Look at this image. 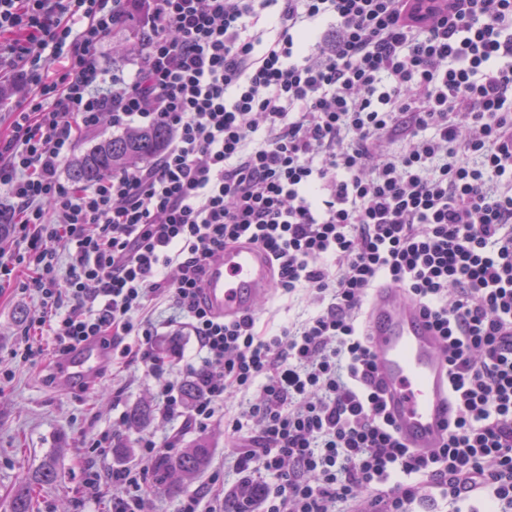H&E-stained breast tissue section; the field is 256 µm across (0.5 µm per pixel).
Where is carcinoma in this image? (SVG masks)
<instances>
[{
	"mask_svg": "<svg viewBox=\"0 0 512 512\" xmlns=\"http://www.w3.org/2000/svg\"><path fill=\"white\" fill-rule=\"evenodd\" d=\"M169 139L163 126L133 128L92 146L69 165L75 183H93L105 175L157 157ZM211 447L202 437L176 454L162 452L150 464L153 484L168 495L181 493L204 468ZM62 478L58 460L50 456L42 463L33 481L23 484L13 495L10 512H33L32 483L55 484Z\"/></svg>",
	"mask_w": 512,
	"mask_h": 512,
	"instance_id": "carcinoma-1",
	"label": "carcinoma"
}]
</instances>
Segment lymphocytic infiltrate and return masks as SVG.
<instances>
[{"label":"lymphocytic infiltrate","instance_id":"lymphocytic-infiltrate-1","mask_svg":"<svg viewBox=\"0 0 512 512\" xmlns=\"http://www.w3.org/2000/svg\"><path fill=\"white\" fill-rule=\"evenodd\" d=\"M138 30L132 69L104 68ZM0 285L39 312L0 364L94 340L158 383L159 416L224 422L243 512H512V0H0ZM167 126L153 162L61 179L78 133ZM261 247L273 290L318 310L260 329L203 298L206 263ZM400 287L440 336L454 418L439 448L393 431L364 319ZM168 302L197 358L185 402L156 356ZM250 399L238 415L227 402ZM136 460L87 468L111 512H156L155 435ZM226 477L168 512H225ZM131 30V28L115 30L104 39L100 51L102 64L106 68L122 66L130 69L132 67L129 52L125 50L127 45L133 42L134 34Z\"/></svg>","mask_w":512,"mask_h":512}]
</instances>
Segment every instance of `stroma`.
<instances>
[{
  "mask_svg": "<svg viewBox=\"0 0 512 512\" xmlns=\"http://www.w3.org/2000/svg\"><path fill=\"white\" fill-rule=\"evenodd\" d=\"M261 307V323L272 330L315 312L314 305L302 294L289 298L272 294ZM37 308L36 300L15 287L0 289V360L9 361L17 334ZM53 363L51 352H44L35 361L16 366L13 381L0 388V512H9L15 491L53 454L59 457L64 478L34 490L33 512H108L111 489H104L95 502L82 497L78 490L86 466L112 465L111 457L93 450L91 437L108 427L119 413H130L143 404L154 405L156 382L139 368L117 376L107 369L99 382V393L94 396L86 388L61 387L54 376ZM144 426L160 439H175L180 449L198 437L208 438L212 446L211 467L224 463L223 421H215L202 431L179 433L174 424L152 415Z\"/></svg>",
  "mask_w": 512,
  "mask_h": 512,
  "instance_id": "35a3bbf8",
  "label": "stroma"
}]
</instances>
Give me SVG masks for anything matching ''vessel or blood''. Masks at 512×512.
Returning a JSON list of instances; mask_svg holds the SVG:
<instances>
[{"mask_svg":"<svg viewBox=\"0 0 512 512\" xmlns=\"http://www.w3.org/2000/svg\"><path fill=\"white\" fill-rule=\"evenodd\" d=\"M271 283L269 256L242 243L207 264L203 296L213 312L231 317L256 308ZM367 326L376 378L396 434L410 448L425 452L439 447L454 415L439 336L418 306L392 285L373 291ZM107 360L100 344L87 342L56 361V375L68 386L95 381Z\"/></svg>","mask_w":512,"mask_h":512,"instance_id":"obj_1","label":"vessel or blood"}]
</instances>
